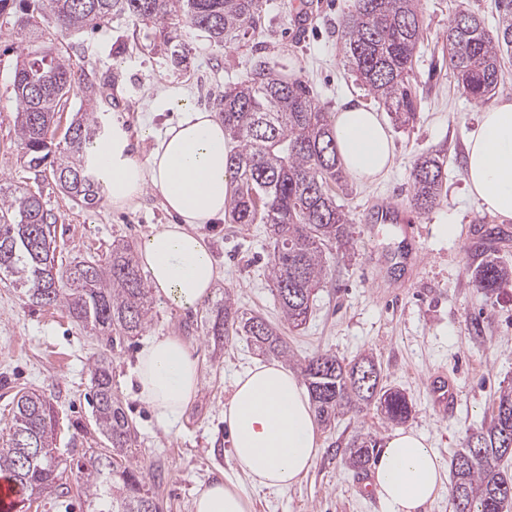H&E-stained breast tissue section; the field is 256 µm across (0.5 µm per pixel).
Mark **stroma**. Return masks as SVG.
Returning a JSON list of instances; mask_svg holds the SVG:
<instances>
[{
	"mask_svg": "<svg viewBox=\"0 0 512 512\" xmlns=\"http://www.w3.org/2000/svg\"><path fill=\"white\" fill-rule=\"evenodd\" d=\"M311 21L295 33L296 0H264L256 30L217 46L189 26L173 30L151 22L114 17L96 31L59 38L79 73L97 89V110L122 121L138 158L150 141L139 129L163 131L177 121L174 100L216 111V99L245 78L256 58H265L284 79H300L313 90L321 108L336 113L347 101L377 112L385 107L368 91L343 55L342 19L354 0H309ZM496 0H416L423 41L410 79L418 102L413 122L387 120L393 162L386 177L363 185L346 179L335 191L348 216L352 235L346 251L328 256V274L318 288L304 328L289 329L275 302L265 266L272 250L264 225L220 221L201 228L220 277L208 297L192 308L155 298L152 318L142 335L111 345L77 324L60 306L41 307L9 281H0V438L11 426L16 392L46 396L57 415L53 439L59 489L36 496L23 512H88L77 483V463L85 449L105 447L93 423L92 366L99 358L112 365V389L137 432V466L160 512H193L199 488L221 479L249 491L252 512H380L375 495L363 493L360 476L344 464L348 439L365 431L384 440L391 427L370 409L339 416L317 430L319 457L310 473L284 493L252 490L235 468L224 427V403L234 379L260 360L245 337H230L215 350L203 326L211 308L232 293L241 310L278 327L296 360L329 352L350 361L372 354L384 384L404 390L413 403L409 427L421 431L448 463L465 445L468 429L489 419L501 388L512 385V281L492 295L475 288L471 272L485 257L512 265V219L488 213L464 194L466 133L483 103L471 100L448 73L445 34L454 14L467 10L494 29ZM40 0H14L0 14V186L40 195L57 218L56 259L102 261L112 244L124 240L139 248L154 226L177 223L159 192L147 188L129 208L109 201L76 203L55 184L50 172L24 167L18 158L12 89L17 57L36 50L21 25L38 14ZM443 148L448 160L443 192L432 210L412 201L411 170L424 153ZM403 211L414 224L421 248L417 265L397 257L404 238L395 224L375 222L382 207ZM453 224L454 237L438 236L437 227ZM155 336H180L199 362L194 401L172 426H162L131 384L137 352ZM452 378L460 400L452 416L430 404V378Z\"/></svg>",
	"mask_w": 512,
	"mask_h": 512,
	"instance_id": "stroma-1",
	"label": "stroma"
}]
</instances>
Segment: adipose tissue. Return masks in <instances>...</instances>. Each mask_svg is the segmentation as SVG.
<instances>
[{
    "label": "adipose tissue",
    "instance_id": "obj_1",
    "mask_svg": "<svg viewBox=\"0 0 512 512\" xmlns=\"http://www.w3.org/2000/svg\"><path fill=\"white\" fill-rule=\"evenodd\" d=\"M334 134L340 161L354 179L371 184L391 165L388 128L374 109L347 102L336 114ZM151 140L145 161L131 151L121 123L98 139L91 152L113 207L131 206L146 188H155L175 224L155 226L139 248V259L157 295L181 308L210 296L218 270L200 232L222 220L230 195L224 124L212 112L186 107L175 125ZM465 183L470 196L488 212L512 219V99L485 109L466 140ZM135 381L141 399L169 424L198 389V361L176 336H157L137 355ZM238 471L259 489L288 491L313 468L319 455L317 420L295 374L277 362L255 363L239 375L224 403ZM373 490L381 512H424L450 488L439 458L415 429H397L386 438L373 468ZM250 498L215 480L194 501V512H251Z\"/></svg>",
    "mask_w": 512,
    "mask_h": 512
}]
</instances>
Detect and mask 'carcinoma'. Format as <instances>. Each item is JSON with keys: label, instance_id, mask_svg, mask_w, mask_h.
Returning a JSON list of instances; mask_svg holds the SVG:
<instances>
[{"label": "carcinoma", "instance_id": "carcinoma-1", "mask_svg": "<svg viewBox=\"0 0 512 512\" xmlns=\"http://www.w3.org/2000/svg\"><path fill=\"white\" fill-rule=\"evenodd\" d=\"M263 0H41L40 15L25 20L39 36L54 20L62 33L96 29L124 15L135 21H175L208 34L216 45L246 31L261 18ZM343 52L362 82L397 118L415 111L410 72L423 38L414 0H355L343 19ZM448 70L459 87L482 102L498 86L504 57L512 55V0H500L496 36L475 14H459L448 24ZM93 97L95 84L76 76L74 64L54 43L21 55L14 76L17 103L15 133L26 164L38 170L51 161L52 176L72 200L94 205L103 184L90 170V150L104 122L82 112L70 122L64 146L52 150L57 116L75 88ZM224 132L234 146L226 168L232 191L228 214L234 224H263L272 243L267 267L283 321L292 330L306 324L310 302L326 273V249L345 248L351 240L346 213L336 203L333 186L344 171L336 150L333 124L309 87L284 80L262 59L247 76L217 99ZM447 157L439 152L417 158L412 170V200L426 212L440 201ZM57 218L35 194L14 191L0 196V278L24 290L32 302L61 306L84 327L114 343L143 331L152 312L133 250L112 244L107 262H79L57 267L52 246ZM512 279V267L487 258L473 270L474 286L494 293ZM244 336L260 352L290 357L288 343L262 317L240 310L230 293L211 310L206 335L217 343ZM314 412L328 426L336 416L374 407L391 424L406 422L412 404L398 389L381 383V368L363 355L345 362L334 354H316L300 365ZM95 426L110 444L91 450L89 465L79 468L81 489L90 512H159L144 478L133 467L137 434L122 401L112 391V369L99 359L92 369ZM56 419L40 394L16 395L11 433L0 445V476L20 492L19 502L57 489L52 456ZM512 387L499 391L489 421L466 432V446L453 455L454 512H512ZM31 441L42 455L29 459L20 443ZM374 435H353L345 464L363 470L374 456Z\"/></svg>", "mask_w": 512, "mask_h": 512}]
</instances>
